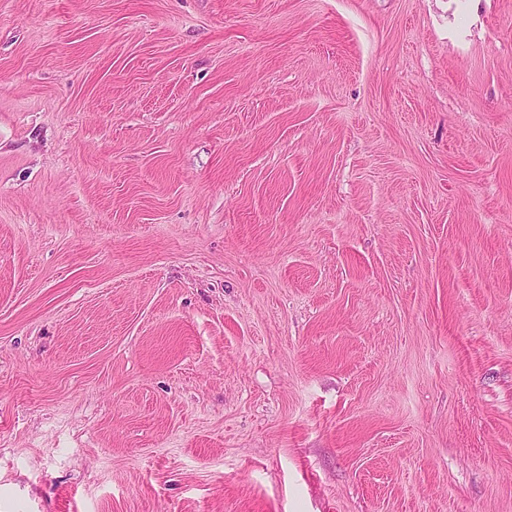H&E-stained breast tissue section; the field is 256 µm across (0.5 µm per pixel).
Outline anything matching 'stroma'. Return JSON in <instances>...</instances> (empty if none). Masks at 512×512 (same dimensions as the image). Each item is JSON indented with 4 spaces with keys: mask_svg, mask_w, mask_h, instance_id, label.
<instances>
[{
    "mask_svg": "<svg viewBox=\"0 0 512 512\" xmlns=\"http://www.w3.org/2000/svg\"><path fill=\"white\" fill-rule=\"evenodd\" d=\"M0 512H512V0H0Z\"/></svg>",
    "mask_w": 512,
    "mask_h": 512,
    "instance_id": "35a3bbf8",
    "label": "stroma"
}]
</instances>
